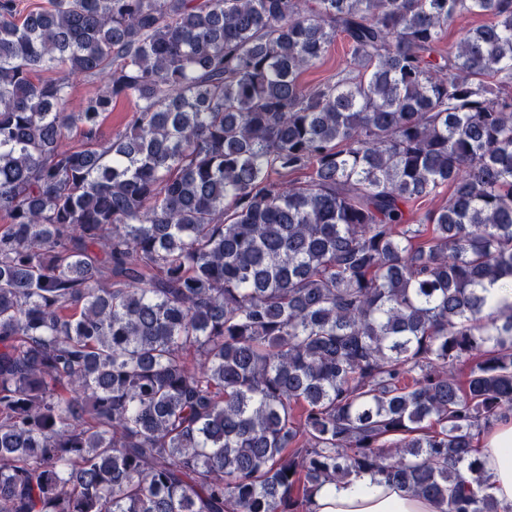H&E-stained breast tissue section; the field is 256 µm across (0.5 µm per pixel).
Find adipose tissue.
I'll list each match as a JSON object with an SVG mask.
<instances>
[{"label":"adipose tissue","instance_id":"adipose-tissue-1","mask_svg":"<svg viewBox=\"0 0 512 512\" xmlns=\"http://www.w3.org/2000/svg\"><path fill=\"white\" fill-rule=\"evenodd\" d=\"M478 457L490 477V492L501 507H512V421L486 428ZM312 512H442L434 500L414 496L380 477L364 474L324 484L313 496Z\"/></svg>","mask_w":512,"mask_h":512}]
</instances>
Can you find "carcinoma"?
Wrapping results in <instances>:
<instances>
[{
    "label": "carcinoma",
    "mask_w": 512,
    "mask_h": 512,
    "mask_svg": "<svg viewBox=\"0 0 512 512\" xmlns=\"http://www.w3.org/2000/svg\"><path fill=\"white\" fill-rule=\"evenodd\" d=\"M0 213V512H500L512 0H0ZM485 22V18L467 16L462 19H455L450 22L443 33L440 47L444 53L448 51H456L457 44L460 40L461 30L463 27L477 26ZM347 57V41L343 39V37H338L328 48L324 58L317 67L302 74V82L310 86H316L325 82L327 79L336 75V72L343 67ZM133 103L128 101L116 104L112 113L103 121L100 133L102 139H111L113 135L121 131L132 114ZM477 456L490 476L489 492L503 508L512 507V421L486 428L480 437ZM312 512H442L436 501L414 496L378 476L325 483L313 496Z\"/></svg>",
    "instance_id": "obj_1"
}]
</instances>
